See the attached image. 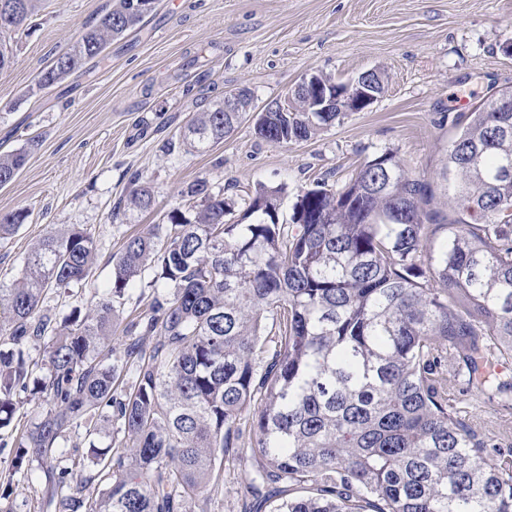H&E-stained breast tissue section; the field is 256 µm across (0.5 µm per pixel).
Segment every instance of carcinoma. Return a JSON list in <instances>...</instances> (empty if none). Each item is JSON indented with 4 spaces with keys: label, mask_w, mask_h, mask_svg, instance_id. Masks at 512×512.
<instances>
[{
    "label": "carcinoma",
    "mask_w": 512,
    "mask_h": 512,
    "mask_svg": "<svg viewBox=\"0 0 512 512\" xmlns=\"http://www.w3.org/2000/svg\"><path fill=\"white\" fill-rule=\"evenodd\" d=\"M0 34L39 0H0ZM155 0H114L100 23L44 68L48 88L136 29ZM316 79L286 112H259L256 134L284 145L343 119L316 112ZM481 104L451 139L441 176L452 214L426 209L429 187L392 152L342 188L301 189L290 222L283 188L259 183L247 224L205 180L166 223L125 239L112 287L94 308L57 321L47 293L84 289L97 241L77 225L47 231L21 276L0 288V430L42 468L41 512H191L219 493L216 464L252 412L250 512H512V446H502L455 393L512 410V112ZM251 112H198L182 143L203 153ZM26 153L0 155V187ZM152 205L139 185L125 208ZM27 218L0 215V238ZM444 231L437 241L438 231ZM152 274L148 306L124 315L128 287ZM124 322L122 335L115 325ZM154 339L151 350L145 342ZM42 346L44 361L25 345ZM37 400L20 426L26 397ZM122 451L97 446L112 423ZM82 428L85 452L61 442Z\"/></svg>",
    "instance_id": "cac0c4a2"
}]
</instances>
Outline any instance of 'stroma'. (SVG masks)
Listing matches in <instances>:
<instances>
[{"label":"stroma","mask_w":512,"mask_h":512,"mask_svg":"<svg viewBox=\"0 0 512 512\" xmlns=\"http://www.w3.org/2000/svg\"><path fill=\"white\" fill-rule=\"evenodd\" d=\"M112 8V0H41L13 35L14 63L0 71V153L26 163L0 188V214L23 209L0 239V287L21 272L31 244L55 224H79L98 244L81 300L111 285L124 238L159 224L182 192L207 180L235 201L240 222L257 184L284 186L281 220L298 190L343 187L366 161L392 151L412 178L439 189L448 144L472 108L512 86V0H157L139 29L113 39L89 73L41 90V69ZM384 73L386 90L306 141L276 146L250 121L204 154L186 151L195 113L246 88L255 107L285 95L300 77L348 83ZM151 190L146 212L114 216L136 184ZM250 433L236 439L209 512H244L240 476Z\"/></svg>","instance_id":"stroma-1"}]
</instances>
